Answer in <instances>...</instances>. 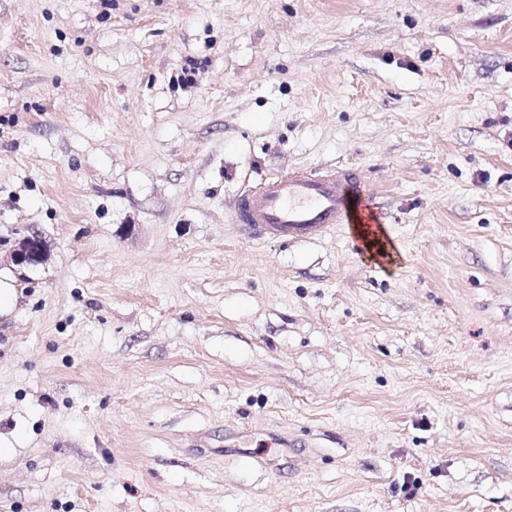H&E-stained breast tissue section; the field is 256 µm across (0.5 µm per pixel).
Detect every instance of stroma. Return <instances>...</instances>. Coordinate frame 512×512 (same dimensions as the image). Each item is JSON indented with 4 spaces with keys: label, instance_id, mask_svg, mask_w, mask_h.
Listing matches in <instances>:
<instances>
[{
    "label": "stroma",
    "instance_id": "35a3bbf8",
    "mask_svg": "<svg viewBox=\"0 0 512 512\" xmlns=\"http://www.w3.org/2000/svg\"><path fill=\"white\" fill-rule=\"evenodd\" d=\"M0 273V512H512V0H0ZM372 189L356 166L318 172L289 169L240 194L234 204L238 224H250L284 240L307 238L335 224H354L366 210ZM353 200V205H350ZM367 224H354L365 245L379 243ZM44 246L38 235L26 236L19 245L14 258L18 263H36L43 254Z\"/></svg>",
    "mask_w": 512,
    "mask_h": 512
}]
</instances>
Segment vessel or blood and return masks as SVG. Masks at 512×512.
I'll list each match as a JSON object with an SVG mask.
<instances>
[{"label": "vessel or blood", "instance_id": "obj_1", "mask_svg": "<svg viewBox=\"0 0 512 512\" xmlns=\"http://www.w3.org/2000/svg\"><path fill=\"white\" fill-rule=\"evenodd\" d=\"M371 195L358 167L294 168L242 192L234 214L238 223L268 236L301 239L335 224L356 223Z\"/></svg>", "mask_w": 512, "mask_h": 512}]
</instances>
